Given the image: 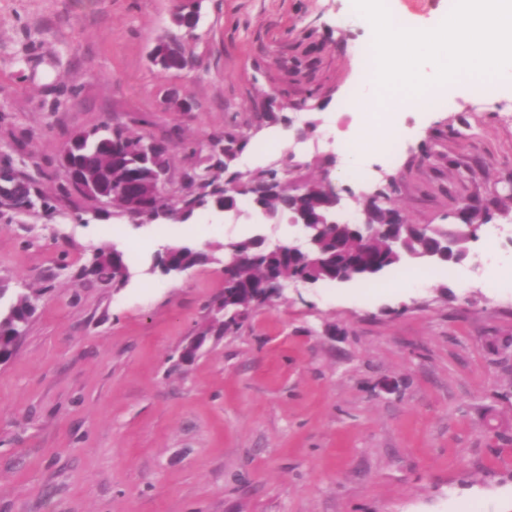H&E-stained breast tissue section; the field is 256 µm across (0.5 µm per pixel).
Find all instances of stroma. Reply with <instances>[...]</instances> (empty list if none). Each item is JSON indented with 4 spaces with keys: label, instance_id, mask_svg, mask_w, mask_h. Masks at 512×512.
I'll return each instance as SVG.
<instances>
[{
    "label": "stroma",
    "instance_id": "1",
    "mask_svg": "<svg viewBox=\"0 0 512 512\" xmlns=\"http://www.w3.org/2000/svg\"><path fill=\"white\" fill-rule=\"evenodd\" d=\"M177 0H0V167L30 190L0 207V284L38 292L0 364V512H512V236L497 242L499 286L475 266L425 267L412 288L292 285L197 358L182 348L224 295V247L288 223L203 211L193 223H132L70 191L60 163L79 132L168 141L170 198L202 171L210 140L249 139L246 172L294 153L301 176L350 187L355 219L383 176L412 224L454 225L466 206L512 226V91L458 89L401 124L400 153L367 155L368 180L331 165L364 117L354 108L369 33L349 0H200L184 44L192 66L154 67L176 34ZM434 27L450 0H386ZM194 105L164 102L167 89ZM291 103L293 131L266 122ZM305 132L296 140L293 132ZM207 261L171 277L165 246ZM130 254L115 288L80 275L100 249ZM469 287H462V280Z\"/></svg>",
    "mask_w": 512,
    "mask_h": 512
}]
</instances>
